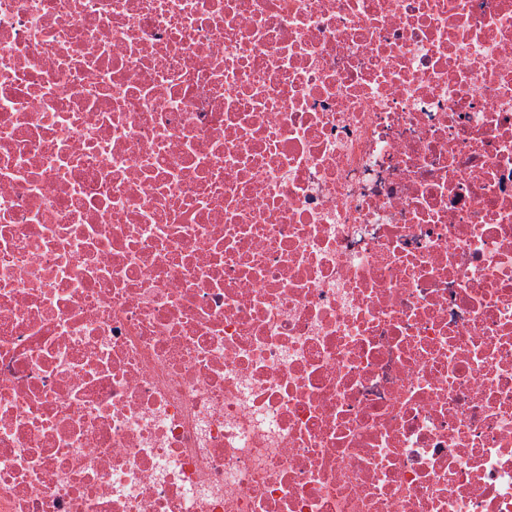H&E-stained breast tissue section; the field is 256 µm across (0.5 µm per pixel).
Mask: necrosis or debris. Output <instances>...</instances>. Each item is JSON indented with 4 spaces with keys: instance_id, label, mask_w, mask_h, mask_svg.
<instances>
[{
    "instance_id": "1",
    "label": "necrosis or debris",
    "mask_w": 512,
    "mask_h": 512,
    "mask_svg": "<svg viewBox=\"0 0 512 512\" xmlns=\"http://www.w3.org/2000/svg\"><path fill=\"white\" fill-rule=\"evenodd\" d=\"M0 512H512V0H0Z\"/></svg>"
}]
</instances>
